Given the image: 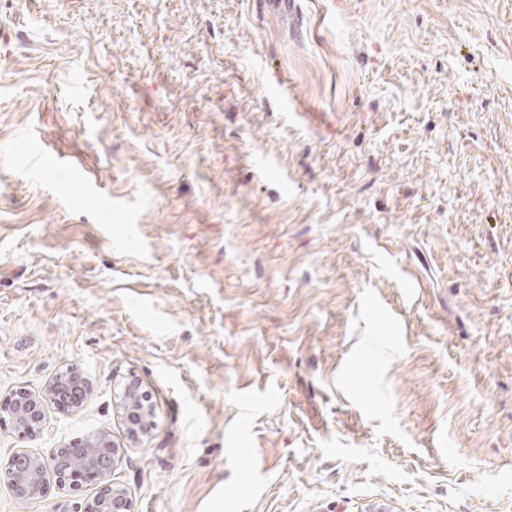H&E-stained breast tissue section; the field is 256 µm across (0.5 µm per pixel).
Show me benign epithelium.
<instances>
[{
  "label": "benign epithelium",
  "instance_id": "obj_1",
  "mask_svg": "<svg viewBox=\"0 0 512 512\" xmlns=\"http://www.w3.org/2000/svg\"><path fill=\"white\" fill-rule=\"evenodd\" d=\"M91 394L88 378L71 366L58 373L40 393L19 387L1 397L0 427H9L21 440H33L42 431L48 405L76 412ZM117 407L131 436L151 429L153 404L139 382L131 380L124 384ZM121 462L120 448L110 435L94 432L59 444L47 458L26 449L16 451L7 463L0 464V484L7 485L20 503L37 501L47 493L46 473L50 468L57 482L64 486L78 488L89 479L98 481L99 490L84 512H132L126 488L112 481Z\"/></svg>",
  "mask_w": 512,
  "mask_h": 512
}]
</instances>
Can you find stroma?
Returning a JSON list of instances; mask_svg holds the SVG:
<instances>
[{
    "label": "stroma",
    "mask_w": 512,
    "mask_h": 512,
    "mask_svg": "<svg viewBox=\"0 0 512 512\" xmlns=\"http://www.w3.org/2000/svg\"><path fill=\"white\" fill-rule=\"evenodd\" d=\"M70 365L0 460L134 512H512V0H0V397ZM92 385L77 367L58 373L41 393L19 387L0 398V427L7 426L21 440H33L42 431L48 404L76 412L92 394ZM148 398L149 395L141 390L139 382L133 380L125 383L118 395L117 407L127 424L129 434L133 437L140 433H148L153 425L150 421L154 409ZM121 462L120 448L110 435L94 432L59 444L48 458L26 449L16 451L7 463H0V484L7 485L20 503L37 501L47 493L48 468L64 486L78 488L89 479L98 481L99 490L84 512H132L126 488L112 481Z\"/></svg>",
    "instance_id": "35a3bbf8"
}]
</instances>
